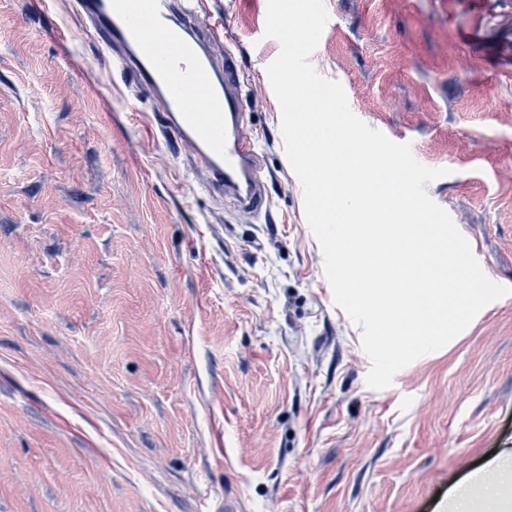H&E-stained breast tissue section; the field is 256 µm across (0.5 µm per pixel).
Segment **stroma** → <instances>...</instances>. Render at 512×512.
<instances>
[{
  "mask_svg": "<svg viewBox=\"0 0 512 512\" xmlns=\"http://www.w3.org/2000/svg\"><path fill=\"white\" fill-rule=\"evenodd\" d=\"M324 4L312 66L449 168L430 197L512 285V0ZM266 9L196 26L239 46L268 219L205 191L70 0H0V512H436L512 448V294L367 386L279 142Z\"/></svg>",
  "mask_w": 512,
  "mask_h": 512,
  "instance_id": "obj_1",
  "label": "stroma"
}]
</instances>
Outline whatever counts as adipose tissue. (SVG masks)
Instances as JSON below:
<instances>
[{"label":"adipose tissue","mask_w":512,"mask_h":512,"mask_svg":"<svg viewBox=\"0 0 512 512\" xmlns=\"http://www.w3.org/2000/svg\"><path fill=\"white\" fill-rule=\"evenodd\" d=\"M447 512H512V451L500 453L485 473L460 486Z\"/></svg>","instance_id":"obj_1"}]
</instances>
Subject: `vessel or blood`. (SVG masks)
Masks as SVG:
<instances>
[{
  "mask_svg": "<svg viewBox=\"0 0 512 512\" xmlns=\"http://www.w3.org/2000/svg\"><path fill=\"white\" fill-rule=\"evenodd\" d=\"M207 0H77L86 33L119 49L123 69L152 92L163 136L189 143L209 174L208 189L256 214L270 211L261 144L243 137L244 71L236 48L216 62L209 45L224 29L195 28Z\"/></svg>",
  "mask_w": 512,
  "mask_h": 512,
  "instance_id": "obj_1",
  "label": "vessel or blood"
}]
</instances>
